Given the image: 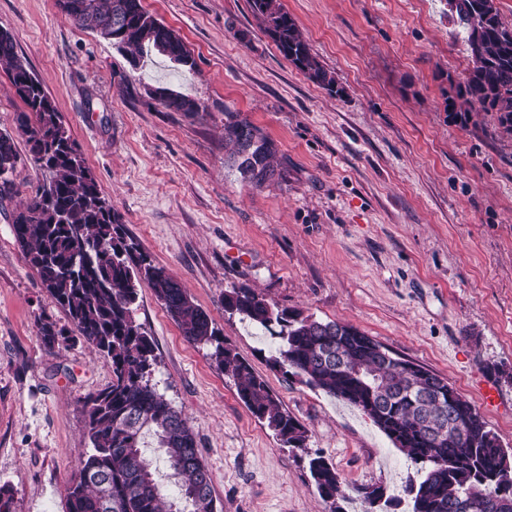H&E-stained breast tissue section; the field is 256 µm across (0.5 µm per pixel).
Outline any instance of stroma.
<instances>
[{
  "instance_id": "35a3bbf8",
  "label": "stroma",
  "mask_w": 512,
  "mask_h": 512,
  "mask_svg": "<svg viewBox=\"0 0 512 512\" xmlns=\"http://www.w3.org/2000/svg\"><path fill=\"white\" fill-rule=\"evenodd\" d=\"M338 93L278 51L248 0H143L195 61L127 57L57 0H0V29L54 101L130 238L213 319L307 431L283 446L239 400L203 345L187 342L150 288L134 312L153 337L154 381L188 418L216 512H331L308 461L332 462L346 498L400 497L418 467L360 411L272 368L276 341L224 311L246 284L279 306L348 323L444 378L512 448V135L492 116L449 118L471 68L448 0H283ZM161 86L203 114L166 110ZM25 106L0 71V131L19 160L0 187V485L14 512H66L87 447L83 398L112 380L83 341L50 349L42 320L70 319L42 288L10 215L44 180L16 123ZM235 112L275 144L282 180L243 181L224 146ZM503 407L483 409L476 377Z\"/></svg>"
}]
</instances>
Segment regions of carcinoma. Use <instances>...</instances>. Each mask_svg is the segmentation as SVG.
Wrapping results in <instances>:
<instances>
[{
    "mask_svg": "<svg viewBox=\"0 0 512 512\" xmlns=\"http://www.w3.org/2000/svg\"><path fill=\"white\" fill-rule=\"evenodd\" d=\"M467 29L469 76L448 96L449 117L479 124L493 112L499 127L512 133V25L497 6L472 37L481 0H449ZM74 23L112 41L138 68L155 51L170 62L194 64L183 39L146 11L141 0H58ZM253 14L283 57L314 84L336 88V79L312 52L281 0H249ZM0 70L26 105L17 116L29 151L49 174L29 200L12 213V229L41 285L68 314L73 329L48 319L38 336L48 348L74 337L110 359L112 383L84 397L88 448L81 474L68 489L67 512H215L212 477L201 458L188 419L153 383L158 364L154 342L136 322L134 305L145 283L177 324L184 338L212 348L210 359L233 380L239 400L271 429L282 445L303 448L307 431L283 409L267 382L227 343L213 319L163 266L127 242L120 218L102 194L75 141L41 82L19 57L14 36L0 29ZM151 95L172 112L197 117L191 97L157 87ZM224 142L233 146L241 179L259 188L281 180L276 147L260 128L235 112L224 113ZM18 162L14 138L0 132V183H9ZM224 312L279 339L275 368L289 377L361 410L407 457L421 478L406 487L410 512H512V451L503 447L476 409L449 385L465 430L437 433L438 400L429 380L439 376L410 360L377 354L379 343L352 325L323 321L297 309L281 308L265 295L239 285L224 290ZM344 366H339L336 355ZM179 478L183 507L160 483L147 449ZM319 495L331 504L346 498L336 467L321 456L309 460ZM106 481L101 486L100 481ZM367 492L366 512H398L401 499Z\"/></svg>",
    "mask_w": 512,
    "mask_h": 512,
    "instance_id": "obj_1",
    "label": "carcinoma"
}]
</instances>
